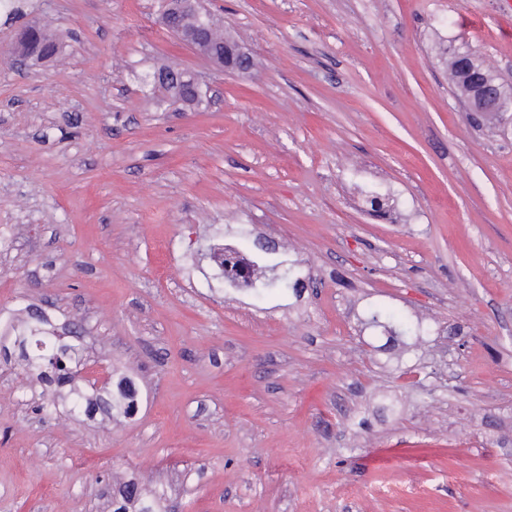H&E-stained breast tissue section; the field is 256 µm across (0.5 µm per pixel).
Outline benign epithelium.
<instances>
[{
	"mask_svg": "<svg viewBox=\"0 0 512 512\" xmlns=\"http://www.w3.org/2000/svg\"><path fill=\"white\" fill-rule=\"evenodd\" d=\"M161 20L164 27L176 38L206 59L217 73L245 74L252 59L239 44H228L213 39L217 20L210 14L203 15L200 0H163ZM455 60L465 68V89L462 100L467 111L478 114H499L512 106V93L497 81L491 67L458 54ZM157 80L170 83H189L201 92L200 78L191 72L163 67L155 72Z\"/></svg>",
	"mask_w": 512,
	"mask_h": 512,
	"instance_id": "7a95c632",
	"label": "benign epithelium"
}]
</instances>
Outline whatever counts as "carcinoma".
I'll list each match as a JSON object with an SVG mask.
<instances>
[{
  "label": "carcinoma",
  "mask_w": 512,
  "mask_h": 512,
  "mask_svg": "<svg viewBox=\"0 0 512 512\" xmlns=\"http://www.w3.org/2000/svg\"><path fill=\"white\" fill-rule=\"evenodd\" d=\"M22 55L35 60L57 57L65 47L64 36L44 26L28 25L20 42ZM168 98L179 96L183 101L197 105L202 98L187 85L177 90L162 86ZM255 284L252 294L258 298L274 292H286L295 287L296 272L292 266L259 260L254 270ZM368 324L381 328L393 337L420 339V330L408 321L377 309L369 314ZM9 326L11 335H0V358L13 361L43 384V398L39 411L52 417L61 413L77 415L101 414L114 420L130 418L138 408V391L125 377L118 380L117 391L107 385L97 386L82 376L83 346L79 338L62 336L48 317L33 311L27 316H15ZM166 492L163 489L144 490L139 482L130 481L118 490L112 502L113 512H165Z\"/></svg>",
  "instance_id": "cac0c4a2"
}]
</instances>
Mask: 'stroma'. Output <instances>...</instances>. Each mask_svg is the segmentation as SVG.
Wrapping results in <instances>:
<instances>
[{"mask_svg":"<svg viewBox=\"0 0 512 512\" xmlns=\"http://www.w3.org/2000/svg\"><path fill=\"white\" fill-rule=\"evenodd\" d=\"M203 4L250 73L213 74L159 0L0 9V46L71 36L0 62V318L79 326L142 397L52 419L0 365V512H109L144 476L167 512H512V111L469 114L446 67L512 90V0ZM164 65L210 101L170 105L144 82ZM223 237L272 239L305 289L225 285L194 257ZM377 308L422 340L386 341ZM20 42L22 55L16 43H12L9 59L15 66L25 64L29 57L35 60H48L57 57L65 47L64 36L51 32L44 26L28 25L24 28Z\"/></svg>","mask_w":512,"mask_h":512,"instance_id":"stroma-1","label":"stroma"}]
</instances>
